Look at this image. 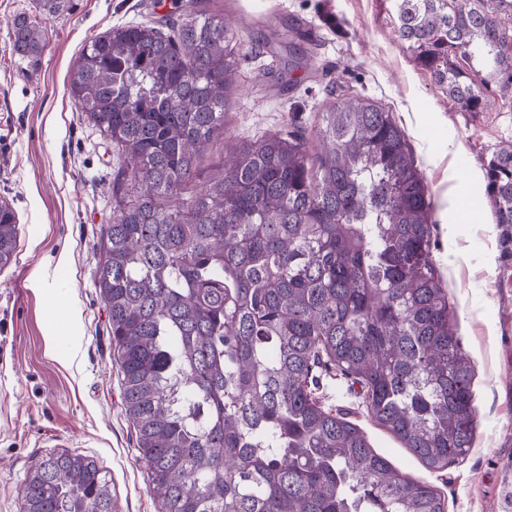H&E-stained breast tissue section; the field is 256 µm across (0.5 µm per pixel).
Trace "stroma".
Returning a JSON list of instances; mask_svg holds the SVG:
<instances>
[{"mask_svg":"<svg viewBox=\"0 0 512 512\" xmlns=\"http://www.w3.org/2000/svg\"><path fill=\"white\" fill-rule=\"evenodd\" d=\"M204 9L232 21L241 80L224 128L189 184L217 179L243 141L298 130L313 138L330 89L392 112L432 202V258L474 371L476 431L463 460L429 471L370 419L362 397L325 380V407L343 412L372 448L410 478L433 486L445 512H506L512 491V228L477 196L483 164L512 140V107L463 112L446 87L395 34L394 0H0V197L17 215L16 255L0 270V512H22L27 473L42 457H92L112 477L114 512H159L124 412L108 316L95 286L112 221L111 143L79 112L67 89L80 50L128 23ZM47 29L33 57H20L11 23ZM465 199L448 203L451 184ZM72 261L59 264L62 250Z\"/></svg>","mask_w":512,"mask_h":512,"instance_id":"obj_1","label":"stroma"}]
</instances>
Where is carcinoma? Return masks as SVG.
Returning <instances> with one entry per match:
<instances>
[{
    "mask_svg": "<svg viewBox=\"0 0 512 512\" xmlns=\"http://www.w3.org/2000/svg\"><path fill=\"white\" fill-rule=\"evenodd\" d=\"M399 37L463 112L512 105V0H395ZM18 54L45 32L12 22ZM481 58L486 73L473 64ZM234 29L204 9L168 31L113 27L81 50L68 90L117 150L116 215L95 282L108 314L150 493L162 512H444L441 494L325 408V378L359 386L371 419L432 471L475 432L473 369L431 256V202L391 113L337 95L304 136L242 142L223 174L175 203L224 128ZM512 227V141L484 164ZM0 202V269L17 248ZM25 512H112L88 456L43 457Z\"/></svg>",
    "mask_w": 512,
    "mask_h": 512,
    "instance_id": "carcinoma-1",
    "label": "carcinoma"
}]
</instances>
